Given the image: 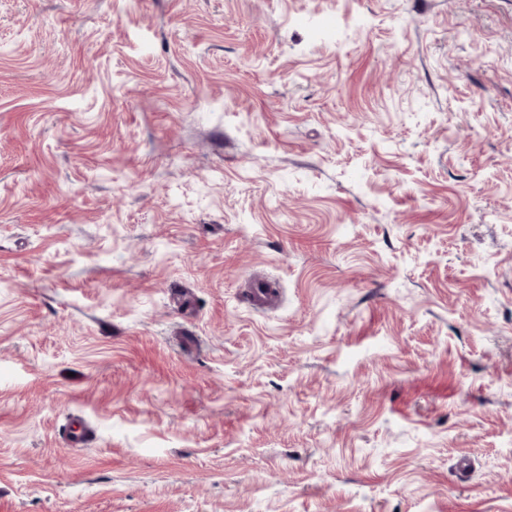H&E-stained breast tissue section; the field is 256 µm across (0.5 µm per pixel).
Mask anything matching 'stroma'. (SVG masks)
I'll return each instance as SVG.
<instances>
[{"instance_id":"35a3bbf8","label":"stroma","mask_w":512,"mask_h":512,"mask_svg":"<svg viewBox=\"0 0 512 512\" xmlns=\"http://www.w3.org/2000/svg\"><path fill=\"white\" fill-rule=\"evenodd\" d=\"M0 512H512V0H0Z\"/></svg>"}]
</instances>
